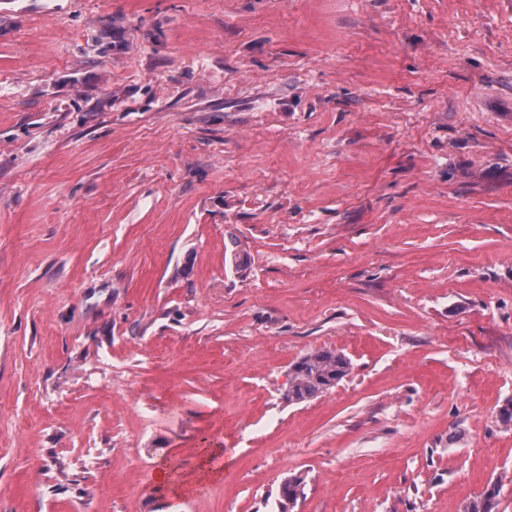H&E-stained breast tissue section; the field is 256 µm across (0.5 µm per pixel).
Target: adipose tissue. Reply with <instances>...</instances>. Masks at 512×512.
<instances>
[{"mask_svg": "<svg viewBox=\"0 0 512 512\" xmlns=\"http://www.w3.org/2000/svg\"><path fill=\"white\" fill-rule=\"evenodd\" d=\"M192 454L195 465L185 469L175 464L159 463L155 481L170 488L180 495H195L204 491L209 485L223 479L224 472L236 456L235 449L225 447L223 434H202Z\"/></svg>", "mask_w": 512, "mask_h": 512, "instance_id": "adipose-tissue-1", "label": "adipose tissue"}]
</instances>
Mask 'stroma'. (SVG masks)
<instances>
[{"label":"stroma","mask_w":512,"mask_h":512,"mask_svg":"<svg viewBox=\"0 0 512 512\" xmlns=\"http://www.w3.org/2000/svg\"><path fill=\"white\" fill-rule=\"evenodd\" d=\"M510 399L512 0H0V512H512ZM350 368V360L343 353L329 349L308 352L290 365L283 399L290 404L311 400L335 387ZM214 433V432H213ZM215 437L203 433L198 447L192 454L195 465L191 470L180 468L175 463L160 461L155 474L157 484L170 488L180 495H195L204 491L209 485L224 478V472L236 456L237 449L224 448V432L214 433ZM305 488V478L300 474L288 476L280 485L278 492L279 512L291 511L298 500L303 497Z\"/></svg>","instance_id":"1"}]
</instances>
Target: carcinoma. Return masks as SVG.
Instances as JSON below:
<instances>
[{
  "instance_id": "1",
  "label": "carcinoma",
  "mask_w": 512,
  "mask_h": 512,
  "mask_svg": "<svg viewBox=\"0 0 512 512\" xmlns=\"http://www.w3.org/2000/svg\"><path fill=\"white\" fill-rule=\"evenodd\" d=\"M350 371V360L345 354L329 349L308 352L295 360L289 369L288 388L283 399L290 404L308 401L335 387ZM305 478L300 474L288 476L278 492L279 512H290L303 497ZM498 483L491 484L484 495L463 506V512H492Z\"/></svg>"
}]
</instances>
